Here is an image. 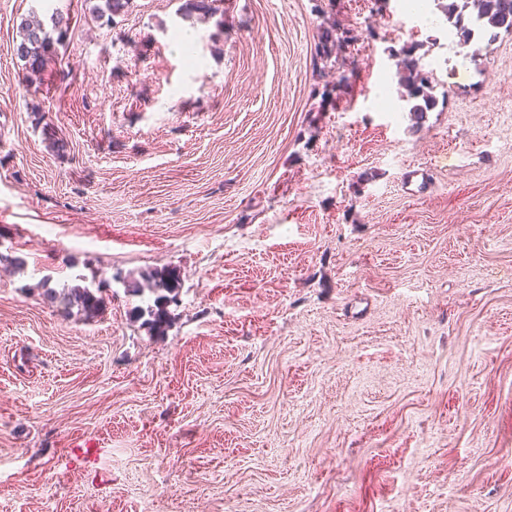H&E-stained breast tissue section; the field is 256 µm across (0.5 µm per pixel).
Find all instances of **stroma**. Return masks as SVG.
Segmentation results:
<instances>
[{"instance_id":"1","label":"stroma","mask_w":512,"mask_h":512,"mask_svg":"<svg viewBox=\"0 0 512 512\" xmlns=\"http://www.w3.org/2000/svg\"><path fill=\"white\" fill-rule=\"evenodd\" d=\"M184 2L0 0V512H512V33L332 0L325 104L316 0ZM33 8L70 19L39 81ZM157 271L161 333L118 281ZM76 284L95 314L43 292ZM321 15L327 12L324 9L318 8ZM317 43L315 47V62L314 67L317 71L319 78H324L326 69H336V82L325 81L320 92L322 103H326L336 92V89L342 85L348 84L351 77H353L354 60H348L346 57L339 59L337 54L343 43H350L353 37L350 35L349 30H341L336 25V21H331L330 18L323 17L322 24L319 27L317 35ZM322 65V66H321ZM391 51L396 59L398 91L403 94L406 102L412 104L409 112H413L419 121L436 105V98L432 94V77L425 70L422 58L416 55L414 46H403L399 50Z\"/></svg>"}]
</instances>
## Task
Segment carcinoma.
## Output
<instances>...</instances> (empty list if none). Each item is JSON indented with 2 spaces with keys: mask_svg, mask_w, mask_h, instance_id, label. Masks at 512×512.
<instances>
[{
  "mask_svg": "<svg viewBox=\"0 0 512 512\" xmlns=\"http://www.w3.org/2000/svg\"><path fill=\"white\" fill-rule=\"evenodd\" d=\"M130 0H102L96 7L98 17L112 20L126 12ZM448 23L457 30V36L463 44H471L474 51L481 50L475 35L495 29L512 31V0H449L445 8ZM53 31H48L38 14L31 13L21 19L19 24L20 40L15 44V54L24 63V69L30 77L42 76L50 61L57 58L58 47L63 45L69 27V19L59 12L49 17ZM353 40L350 31L337 27L336 22L325 18L319 27L315 47L314 67L318 77L322 78L328 69H336V81H327L320 92L321 103H326L336 92V89L348 84L354 74V61L338 58V50L345 43ZM398 91L406 102L411 104L410 111L416 119L424 118L426 112L436 105L432 94V81L429 72L425 70L422 58L415 53V47L403 46L392 50ZM172 275H150L145 278V284H134L131 292L144 297L149 293L155 296L154 304L144 309L149 315L153 328L162 327L166 321V310L163 303L171 302L174 297L170 293ZM62 300L68 307H76L87 315H92L100 308V299L85 286H75L62 290Z\"/></svg>",
  "mask_w": 512,
  "mask_h": 512,
  "instance_id": "obj_1",
  "label": "carcinoma"
}]
</instances>
